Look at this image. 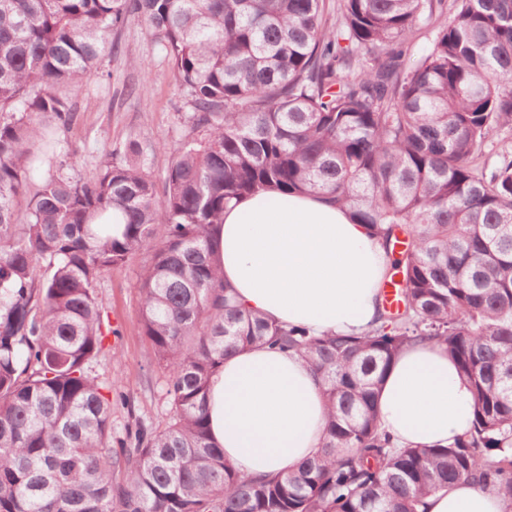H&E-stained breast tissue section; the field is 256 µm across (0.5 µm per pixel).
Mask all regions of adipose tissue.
Instances as JSON below:
<instances>
[{"mask_svg":"<svg viewBox=\"0 0 512 512\" xmlns=\"http://www.w3.org/2000/svg\"><path fill=\"white\" fill-rule=\"evenodd\" d=\"M224 280L244 308L314 334H360L379 316V241L349 211L307 194L259 193L224 213ZM473 397L445 346L405 347L378 392L383 429L400 446L444 447L467 431ZM210 433L247 475L294 469L320 446L327 405L306 363L266 346L229 358L208 392ZM466 482L431 494L426 512H504Z\"/></svg>","mask_w":512,"mask_h":512,"instance_id":"ef3b65f1","label":"adipose tissue"}]
</instances>
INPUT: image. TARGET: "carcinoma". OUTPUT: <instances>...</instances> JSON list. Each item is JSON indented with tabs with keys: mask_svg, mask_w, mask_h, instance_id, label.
Instances as JSON below:
<instances>
[{
	"mask_svg": "<svg viewBox=\"0 0 512 512\" xmlns=\"http://www.w3.org/2000/svg\"><path fill=\"white\" fill-rule=\"evenodd\" d=\"M0 0V512H419L467 479L512 508V0ZM152 31L192 112L157 185L139 142L90 180L64 173L78 120L59 87L101 70L129 17ZM433 26L414 58L416 33ZM345 207L390 258L361 336L241 310L224 209L259 192ZM166 381L161 424L92 374L116 334L97 284L130 255ZM446 345L473 395L446 448H396L377 392L413 343ZM300 355L328 403L316 455L248 476L209 435L224 357Z\"/></svg>",
	"mask_w": 512,
	"mask_h": 512,
	"instance_id": "carcinoma-1",
	"label": "carcinoma"
}]
</instances>
